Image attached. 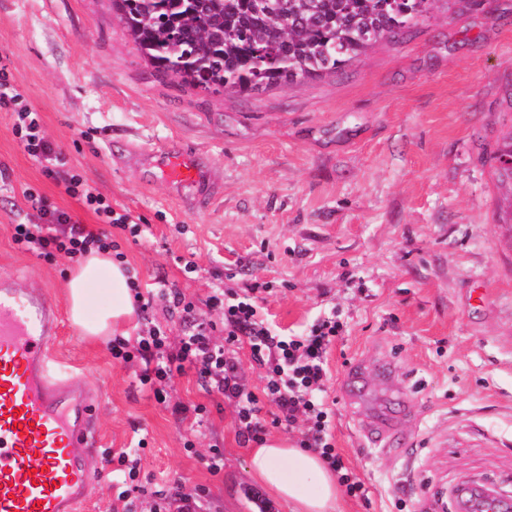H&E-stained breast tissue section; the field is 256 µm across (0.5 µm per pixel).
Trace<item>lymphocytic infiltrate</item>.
<instances>
[{
    "label": "lymphocytic infiltrate",
    "mask_w": 512,
    "mask_h": 512,
    "mask_svg": "<svg viewBox=\"0 0 512 512\" xmlns=\"http://www.w3.org/2000/svg\"><path fill=\"white\" fill-rule=\"evenodd\" d=\"M0 110L14 113V130L24 150L41 164L45 175L63 184L66 193L79 198L98 217L113 227L142 239L151 234L147 224L133 222L129 214L117 213L110 201L86 187L79 175L69 173L66 162L47 138L38 113L23 103V95L10 81L6 66H0ZM25 196L39 213L35 224H17L12 240L18 251L35 253L47 260L64 255L76 258L90 249L118 250L116 241L80 223L69 212L47 204L34 190ZM266 284L256 282L241 291L215 288L209 298L221 311L225 339L215 344V324L197 325L185 333L177 347H170L166 330L150 327L135 341L114 340L113 359L141 363L138 380L143 388L163 398V387L176 372L193 367L209 392L234 401L238 431L245 441H261L265 428L259 420L264 404L277 409L276 423L299 426V445L315 451L339 477L348 495L363 498L364 484L353 477L330 431L331 411L325 404L326 355L343 332L335 316L315 321L301 336L285 338L272 332L257 318L255 297L266 292ZM248 341L253 361L263 369L266 383L261 393L245 390L238 381L237 364L229 349Z\"/></svg>",
    "instance_id": "obj_1"
}]
</instances>
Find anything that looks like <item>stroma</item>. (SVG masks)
<instances>
[{
  "mask_svg": "<svg viewBox=\"0 0 512 512\" xmlns=\"http://www.w3.org/2000/svg\"><path fill=\"white\" fill-rule=\"evenodd\" d=\"M0 63L72 171L118 213L151 225L150 242L113 230L141 284L161 280L194 304L157 300L139 329L171 342L222 314L216 283H270L261 314L301 334L335 313L328 354L332 434L366 498L343 512H417L430 483L489 482L512 494V233L499 223L512 187L489 158L512 124V0H433L431 10L343 70L249 96L190 90L158 75L112 15L111 0H0ZM0 110V280L37 282L67 307L72 260L19 252L17 224L37 223L26 188L90 227L105 223L24 151ZM192 150L193 186L168 181V153ZM197 270L187 274L185 262ZM52 357L90 391L89 463L79 512H288L247 471L250 444L233 403L192 368L167 403L141 390L109 342L63 320ZM368 372L363 405L347 372ZM206 406L191 425L173 405ZM388 421L382 444L364 430ZM224 455L209 469L213 451ZM136 460L127 492L116 458ZM404 510H396V502Z\"/></svg>",
  "mask_w": 512,
  "mask_h": 512,
  "instance_id": "1",
  "label": "stroma"
}]
</instances>
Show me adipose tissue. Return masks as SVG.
Here are the masks:
<instances>
[{
    "label": "adipose tissue",
    "instance_id": "adipose-tissue-1",
    "mask_svg": "<svg viewBox=\"0 0 512 512\" xmlns=\"http://www.w3.org/2000/svg\"><path fill=\"white\" fill-rule=\"evenodd\" d=\"M106 271L112 288V307L93 322H85L86 284L97 271ZM72 322L90 336L129 337L135 309L130 299L129 275L111 251L89 250L77 262L67 284ZM251 478L290 512H338L340 492L335 473L317 453L299 448L284 435L265 437L251 448L248 459Z\"/></svg>",
    "mask_w": 512,
    "mask_h": 512
}]
</instances>
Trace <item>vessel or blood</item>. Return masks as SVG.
<instances>
[{
    "instance_id": "obj_1",
    "label": "vessel or blood",
    "mask_w": 512,
    "mask_h": 512,
    "mask_svg": "<svg viewBox=\"0 0 512 512\" xmlns=\"http://www.w3.org/2000/svg\"><path fill=\"white\" fill-rule=\"evenodd\" d=\"M173 182L200 179L196 155L166 157ZM61 325L41 292L0 281V512H77L89 498L90 393L56 369L48 353ZM512 512V497L494 487L459 485L451 501L417 492L418 512Z\"/></svg>"
}]
</instances>
